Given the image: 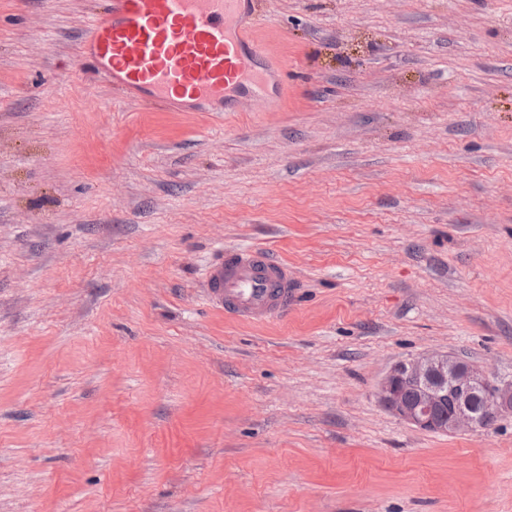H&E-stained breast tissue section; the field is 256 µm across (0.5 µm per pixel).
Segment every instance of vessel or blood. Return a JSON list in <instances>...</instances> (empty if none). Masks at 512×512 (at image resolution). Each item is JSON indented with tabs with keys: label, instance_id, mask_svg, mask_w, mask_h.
Here are the masks:
<instances>
[{
	"label": "vessel or blood",
	"instance_id": "obj_1",
	"mask_svg": "<svg viewBox=\"0 0 512 512\" xmlns=\"http://www.w3.org/2000/svg\"><path fill=\"white\" fill-rule=\"evenodd\" d=\"M257 0H107L81 43L86 63L125 94L171 112H212L233 99L278 96L282 67L256 37ZM203 295L225 315L263 323L287 313L293 278L261 248L215 262Z\"/></svg>",
	"mask_w": 512,
	"mask_h": 512
}]
</instances>
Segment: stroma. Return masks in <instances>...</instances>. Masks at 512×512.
<instances>
[{
    "mask_svg": "<svg viewBox=\"0 0 512 512\" xmlns=\"http://www.w3.org/2000/svg\"><path fill=\"white\" fill-rule=\"evenodd\" d=\"M102 0H0V512H512V412L377 401L447 353L512 382V0H262L283 99L162 112L78 53ZM264 247L297 297L203 299ZM203 295L214 308L239 320L263 323L288 312L294 301L288 265L261 248H235L208 271Z\"/></svg>",
    "mask_w": 512,
    "mask_h": 512,
    "instance_id": "obj_1",
    "label": "stroma"
}]
</instances>
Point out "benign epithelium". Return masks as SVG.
<instances>
[{
  "label": "benign epithelium",
  "mask_w": 512,
  "mask_h": 512,
  "mask_svg": "<svg viewBox=\"0 0 512 512\" xmlns=\"http://www.w3.org/2000/svg\"><path fill=\"white\" fill-rule=\"evenodd\" d=\"M409 388L416 392L413 402L405 398ZM477 390L484 394L487 412L501 415L512 410V382L495 383L471 363L446 353H427L394 364L380 381L377 397L388 412L415 429L452 434L483 429L469 406ZM449 400L453 413L444 423L437 410Z\"/></svg>",
  "instance_id": "7a95c632"
}]
</instances>
